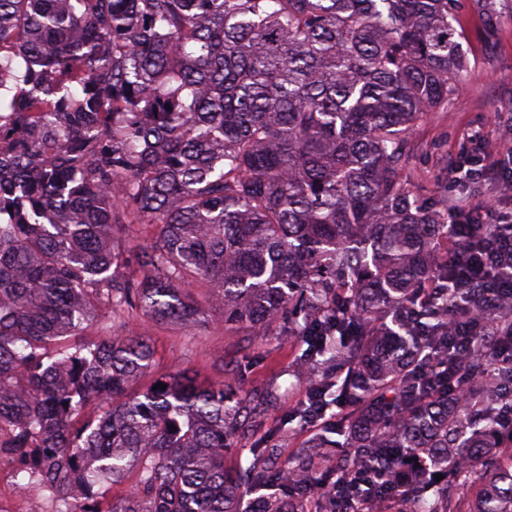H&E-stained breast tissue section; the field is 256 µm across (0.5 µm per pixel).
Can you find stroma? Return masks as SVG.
<instances>
[{
	"mask_svg": "<svg viewBox=\"0 0 512 512\" xmlns=\"http://www.w3.org/2000/svg\"><path fill=\"white\" fill-rule=\"evenodd\" d=\"M465 33L463 49L469 60L468 76L459 91L450 96L443 112H430L411 137L409 166L412 188L447 183L448 169L458 159L472 133H480L487 152H494L508 135L505 126L512 122V19L505 21L493 55L483 46V20L465 12L460 16ZM155 348V363L146 376L130 387L137 394L154 382L189 372L203 382H216L224 376V355L235 339L224 333L220 310L208 309L205 325L185 328L146 317L133 320ZM295 353L284 336H266L249 350L250 357L238 385L248 390L273 382L288 387V370Z\"/></svg>",
	"mask_w": 512,
	"mask_h": 512,
	"instance_id": "1",
	"label": "stroma"
}]
</instances>
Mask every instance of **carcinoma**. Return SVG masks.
<instances>
[{"instance_id":"1","label":"carcinoma","mask_w":512,"mask_h":512,"mask_svg":"<svg viewBox=\"0 0 512 512\" xmlns=\"http://www.w3.org/2000/svg\"><path fill=\"white\" fill-rule=\"evenodd\" d=\"M463 6L493 50L495 0H0V448L44 449L58 512H512V292L458 365L485 300L449 268L445 189L405 174L466 76ZM133 224L156 241L126 275ZM208 305L296 345L310 433L284 460L280 387L128 398L148 337L72 342L102 311L192 328Z\"/></svg>"}]
</instances>
